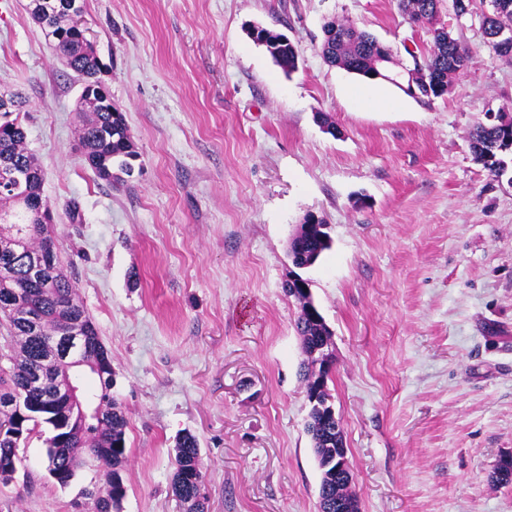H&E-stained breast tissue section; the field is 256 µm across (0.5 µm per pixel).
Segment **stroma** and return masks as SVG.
Returning a JSON list of instances; mask_svg holds the SVG:
<instances>
[{
  "mask_svg": "<svg viewBox=\"0 0 512 512\" xmlns=\"http://www.w3.org/2000/svg\"><path fill=\"white\" fill-rule=\"evenodd\" d=\"M0 0V92L16 93L44 169L59 265L112 355L129 425L121 512H185L174 446L196 436L207 512H318L320 471L288 239L323 217L330 250L303 278L332 332L327 382L361 512H512L491 475L512 454V160L492 175L469 132L512 115V58L443 0L435 24L474 62L424 103L377 81L348 94L322 27L345 20L412 66L429 42L397 0H86L100 78L139 155L106 182L78 143L80 78L25 9ZM286 34L284 73L248 35ZM329 114L335 133L319 114ZM0 484V512H91L42 437Z\"/></svg>",
  "mask_w": 512,
  "mask_h": 512,
  "instance_id": "35a3bbf8",
  "label": "stroma"
}]
</instances>
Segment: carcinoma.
Masks as SVG:
<instances>
[{"instance_id": "carcinoma-1", "label": "carcinoma", "mask_w": 512, "mask_h": 512, "mask_svg": "<svg viewBox=\"0 0 512 512\" xmlns=\"http://www.w3.org/2000/svg\"><path fill=\"white\" fill-rule=\"evenodd\" d=\"M473 0H452L456 16H475L487 42L500 56L512 54V0H490L491 11L476 13ZM441 0H399V8L414 23L432 24ZM26 10L52 44L64 64L82 81L78 112L81 118L79 143L89 166L105 180H112L113 167L127 176L134 172L137 159L132 135L125 116L112 105V96L99 83L100 62L83 31L74 27V18L84 13V0H28ZM321 54L331 66H339L365 78L391 81L375 66L379 42L373 36L346 23L328 21L323 26ZM283 34L263 28L253 40L264 45L278 66L290 73L297 67V53L292 43L282 42ZM421 66L415 68L413 84L406 91L420 99L444 96L448 86L472 63L464 45L451 32L435 28L429 48L421 53ZM20 111L15 95L0 96V319L6 322L15 339L9 378L0 377V466L18 463V449L29 440L37 427H46V462L58 472L61 487L68 486L83 466L99 462L108 468V490L102 494L86 488L82 495L93 500V512H120L126 495L123 470L127 463L126 428L128 419L122 404L113 395L115 374L112 357L102 344L97 328L86 311L76 287L63 273L59 262L44 269L40 279L30 275L29 258L57 245L54 226L47 223L48 202L43 198V174L39 159L25 147L26 132L19 120L8 119ZM470 148L476 161L498 176L505 171L504 156L512 150V118L498 117L490 125L479 124L469 134ZM330 248L322 218L305 216L293 241L292 262L299 269L313 265ZM300 304L296 329L309 365H314V349L329 341L330 330L324 319L315 318L317 308L311 294L298 296ZM38 318L37 330L27 324V315ZM82 319L89 336L86 359L97 367L93 372L91 398L98 407L95 416L63 412L53 401V383L45 387V408L33 414L17 413L14 401L23 396L28 377L47 354L48 340L75 319ZM330 397L328 390L318 395L311 406L308 432L318 467L325 455L336 450V424L325 419L318 406ZM174 472L171 487L190 512H206L201 496L200 449L196 436L185 433L174 448ZM352 499L348 487L336 486L334 480L320 482L319 498L336 501Z\"/></svg>"}]
</instances>
